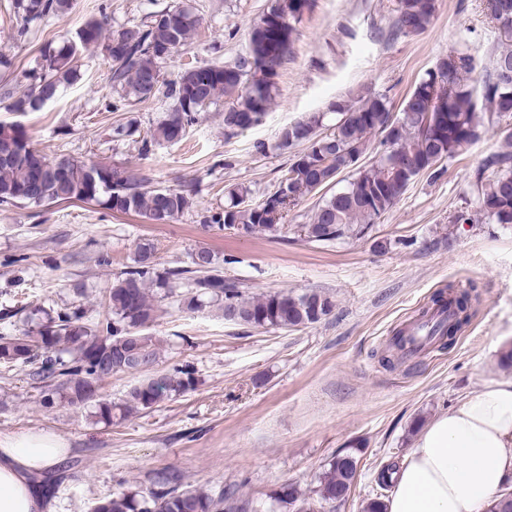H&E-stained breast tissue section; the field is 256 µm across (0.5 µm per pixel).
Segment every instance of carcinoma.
<instances>
[{
    "label": "carcinoma",
    "mask_w": 512,
    "mask_h": 512,
    "mask_svg": "<svg viewBox=\"0 0 512 512\" xmlns=\"http://www.w3.org/2000/svg\"><path fill=\"white\" fill-rule=\"evenodd\" d=\"M73 0H14L22 15L20 35L49 16L68 13ZM315 0H272L248 34L245 53L224 64L192 66L173 81L150 82L161 64L186 46L197 21L185 9L172 15L166 10L138 25L108 29L107 13L85 22L75 37L44 54L42 72L29 92L18 98L6 91L0 97L9 112H34L54 100L76 78L82 50L102 46L111 63V80L126 104L141 102L165 89L175 100L173 112L150 136L143 137L134 121L112 126V139L136 145L146 155L155 142L183 140L202 112L201 103L224 100V131L235 135L259 125L277 91L276 78L297 39L299 24ZM497 27L512 29V0H489ZM438 0H396L392 36L424 33L434 22ZM436 70L428 71L394 109L390 98L366 90L330 104L329 111L346 120L328 135H321L327 113L314 112L284 127L277 148H295L280 178L285 189H276L254 200L245 187L226 191L224 208L206 210L200 223L248 234L282 231L288 216L285 207L347 181L321 201L301 232L310 242L328 243L361 238L388 212L419 175L431 180L445 173L442 161L464 153L481 138L493 116L512 115V38L501 40L483 74L476 75L475 57L450 51L440 57ZM480 214L494 224H512V129L504 146L484 157L474 171ZM145 178L125 168L91 160L66 158L61 162L35 148L24 126L0 121V203L47 206L94 197L112 212L137 213L152 224H165L189 211L198 185L143 190ZM154 247L141 243L135 265L119 272L105 295V309L88 322L80 305L60 310L42 306L22 308L25 328L19 335L0 334V369L29 368L32 388L45 408L57 405L93 408L95 422L110 425L159 403L196 389L198 378L188 364L167 372L155 371L159 350L154 336L145 332L155 320L150 289L187 288L181 308L194 312L205 301L218 303L224 319L263 329H294L329 315L334 303L319 292L292 295L274 292L252 299L243 297L240 285L224 276L215 255L198 250L192 266L159 268ZM478 300L474 285L448 287L422 308L424 319L437 310H452L451 320L436 323L431 335L442 349L470 324ZM402 331L391 336L379 360L390 368L401 367ZM118 372L146 374L117 402L98 398L100 382ZM362 449L340 450L319 477L313 494L297 484L279 486L272 496L288 512H325L326 506L348 498L356 480ZM236 490L217 495L167 480L144 493L119 483L92 512H248ZM486 512H512V495L502 489Z\"/></svg>",
    "instance_id": "obj_1"
}]
</instances>
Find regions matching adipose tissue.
<instances>
[{
    "instance_id": "1",
    "label": "adipose tissue",
    "mask_w": 512,
    "mask_h": 512,
    "mask_svg": "<svg viewBox=\"0 0 512 512\" xmlns=\"http://www.w3.org/2000/svg\"><path fill=\"white\" fill-rule=\"evenodd\" d=\"M52 433L0 438V512H47L32 474L66 457ZM512 483V380L472 393L423 431L396 476L388 512H485Z\"/></svg>"
}]
</instances>
